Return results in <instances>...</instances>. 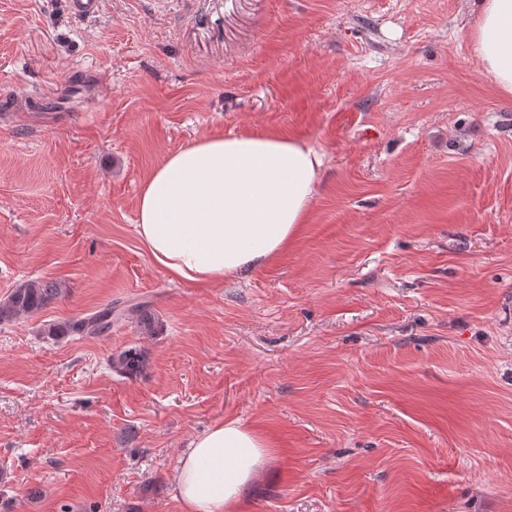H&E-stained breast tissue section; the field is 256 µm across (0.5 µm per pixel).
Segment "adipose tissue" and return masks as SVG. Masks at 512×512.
<instances>
[{
    "mask_svg": "<svg viewBox=\"0 0 512 512\" xmlns=\"http://www.w3.org/2000/svg\"><path fill=\"white\" fill-rule=\"evenodd\" d=\"M472 38L493 83L512 93V0H474ZM324 156L274 133L203 138L142 185L136 230L170 277L196 286L264 269L306 224ZM271 442L237 421L190 442L174 496L186 512H233L262 475Z\"/></svg>",
    "mask_w": 512,
    "mask_h": 512,
    "instance_id": "1",
    "label": "adipose tissue"
}]
</instances>
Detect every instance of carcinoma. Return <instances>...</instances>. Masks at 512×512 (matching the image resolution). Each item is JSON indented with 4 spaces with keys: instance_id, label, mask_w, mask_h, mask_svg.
<instances>
[{
    "instance_id": "obj_1",
    "label": "carcinoma",
    "mask_w": 512,
    "mask_h": 512,
    "mask_svg": "<svg viewBox=\"0 0 512 512\" xmlns=\"http://www.w3.org/2000/svg\"><path fill=\"white\" fill-rule=\"evenodd\" d=\"M69 288L62 282L31 279L20 283L0 301V323L11 321L19 316L34 314L51 302L64 298ZM135 318L140 329L152 335L157 324L149 304L140 302L123 309L108 303L86 315L45 325L41 335L49 340L60 341L68 337H101L112 329V319L125 313ZM146 352L137 346L128 347L112 355V369L121 375H133L144 369Z\"/></svg>"
}]
</instances>
